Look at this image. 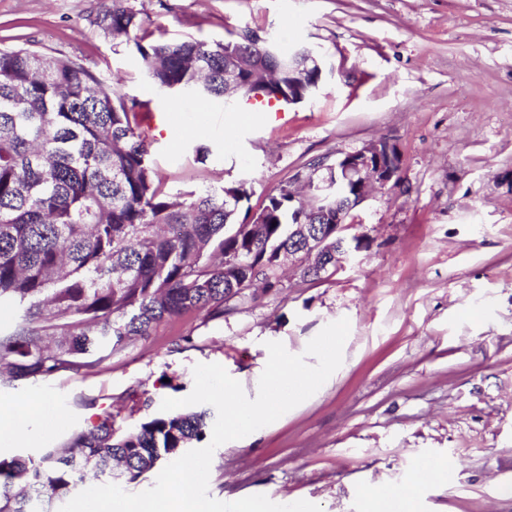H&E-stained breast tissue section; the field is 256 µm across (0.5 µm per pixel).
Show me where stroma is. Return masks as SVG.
Here are the masks:
<instances>
[{"label":"stroma","mask_w":512,"mask_h":512,"mask_svg":"<svg viewBox=\"0 0 512 512\" xmlns=\"http://www.w3.org/2000/svg\"><path fill=\"white\" fill-rule=\"evenodd\" d=\"M127 4L169 41L249 27L323 62L310 100L239 124L223 104L159 95L135 51L93 24L112 0H0V47L80 59L148 102L139 122L166 191L243 181L256 212L313 159L384 140L399 182L351 211L344 234L365 247L322 279L288 270L280 290L245 291L223 319L172 318L92 369L0 386V409L47 410L0 454L63 446L106 411L120 432L159 417L164 398L191 393L198 363L256 397L267 342L300 354L345 317L340 368L253 438L219 446L210 497L364 512V491L390 489L409 512H512V0Z\"/></svg>","instance_id":"1"}]
</instances>
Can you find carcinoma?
Masks as SVG:
<instances>
[{
  "label": "carcinoma",
  "instance_id": "1",
  "mask_svg": "<svg viewBox=\"0 0 512 512\" xmlns=\"http://www.w3.org/2000/svg\"><path fill=\"white\" fill-rule=\"evenodd\" d=\"M112 45L134 43L144 72L163 94L198 104L222 101L224 64L238 61L246 99L288 103V58L246 28L236 39L168 42L140 34L138 12L112 0L95 19ZM148 103L127 99L71 58L0 48V386L91 369L163 321L190 313L224 318V303L257 283L282 287L294 205L288 186L258 212L243 209V182L172 195L135 122ZM295 177L312 187L303 220L324 228L323 209L352 210L327 186L323 158ZM209 409L154 418L124 433L112 413L73 432L67 450L0 457V512H56L83 490L85 473L133 483L205 438Z\"/></svg>",
  "mask_w": 512,
  "mask_h": 512
}]
</instances>
